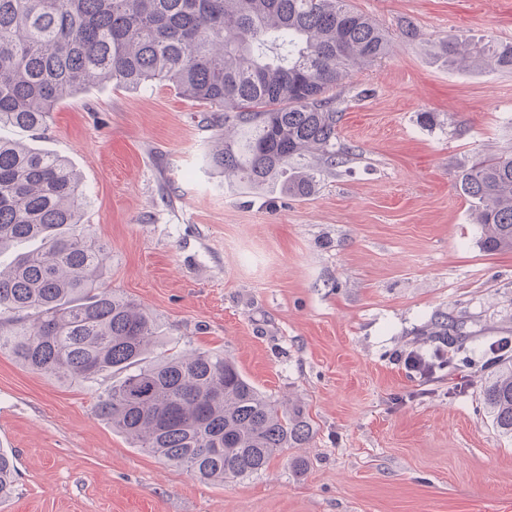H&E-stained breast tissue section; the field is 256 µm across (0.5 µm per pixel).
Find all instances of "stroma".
Wrapping results in <instances>:
<instances>
[{
	"label": "stroma",
	"mask_w": 512,
	"mask_h": 512,
	"mask_svg": "<svg viewBox=\"0 0 512 512\" xmlns=\"http://www.w3.org/2000/svg\"><path fill=\"white\" fill-rule=\"evenodd\" d=\"M350 3L391 49L343 90L351 154L310 197L245 194L208 168V106L161 81L86 88L35 136L0 129L80 175L82 222L112 251L104 282L153 314L159 351L232 358L313 429L257 474L201 482L98 416L112 377L0 354V449L18 469L0 512H512V436L481 402L489 346L512 339V252L483 251L460 189L475 159L512 151V72L437 54L456 30L512 42V0ZM440 316L463 357L425 379L399 357L429 351L416 331Z\"/></svg>",
	"instance_id": "stroma-1"
}]
</instances>
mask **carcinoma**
<instances>
[{
  "label": "carcinoma",
  "instance_id": "1",
  "mask_svg": "<svg viewBox=\"0 0 512 512\" xmlns=\"http://www.w3.org/2000/svg\"><path fill=\"white\" fill-rule=\"evenodd\" d=\"M389 47L386 31L349 0H0V125L38 131L63 97L94 81H164L212 109V168L255 194L307 198L349 154L337 146L340 89ZM437 49L461 70L512 71L511 42L450 33ZM461 187L482 249L512 252V154L475 160ZM86 206L63 158L0 139V253L38 243L0 267V353L57 379L124 372L98 415L199 480L256 474L309 442L303 408L270 401L231 359L147 357L156 320L103 286L111 253L82 224ZM420 335L448 348L460 339L449 319ZM482 403L511 436L512 357L498 359ZM16 475L0 452V501Z\"/></svg>",
  "mask_w": 512,
  "mask_h": 512
}]
</instances>
